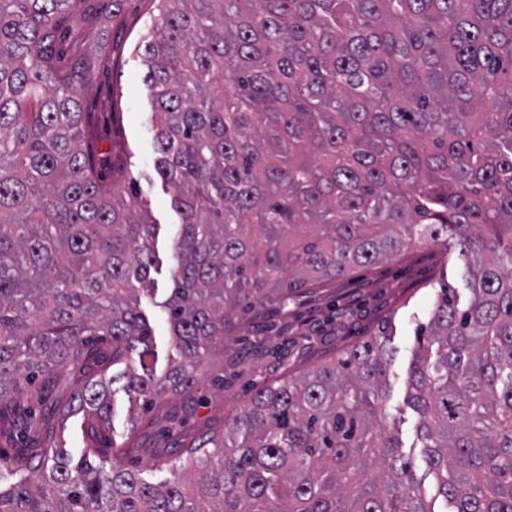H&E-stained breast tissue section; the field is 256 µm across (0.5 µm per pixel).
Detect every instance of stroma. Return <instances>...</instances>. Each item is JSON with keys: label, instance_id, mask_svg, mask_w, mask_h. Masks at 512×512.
<instances>
[{"label": "stroma", "instance_id": "1", "mask_svg": "<svg viewBox=\"0 0 512 512\" xmlns=\"http://www.w3.org/2000/svg\"><path fill=\"white\" fill-rule=\"evenodd\" d=\"M159 8L158 0H123L124 25L116 33L111 0H85L76 24L85 29L87 37L78 45L64 38L62 47L77 50L86 59L90 77L79 91L81 107L107 121L110 135L100 148L122 157L127 199L159 226L156 262L140 293V307L155 337L145 360L161 370L177 356L163 303L173 286L179 217L170 205V187L155 170L152 93L143 80L146 66L137 50ZM462 273V268L449 264L441 247L415 245L297 295L283 311L248 317L225 337L223 360L210 362L200 372L193 392L196 407L186 421L172 418L182 396L170 395L161 404L119 388L112 396L111 426L100 443L128 446L126 466L151 482H163L169 473L156 468L157 452L176 457L178 448L192 439L223 430L258 388L285 376L302 378L323 361L383 330L390 334L394 350L388 378V422L413 465L422 492L435 512H444L446 502L437 494L417 439L418 416L407 401L408 376L415 355L414 332L425 321L439 282L461 284ZM52 402L34 406L41 428L62 435L66 451L72 459H80L88 440L84 416L75 412L60 417L53 412Z\"/></svg>", "mask_w": 512, "mask_h": 512}]
</instances>
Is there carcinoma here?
<instances>
[{
	"mask_svg": "<svg viewBox=\"0 0 512 512\" xmlns=\"http://www.w3.org/2000/svg\"><path fill=\"white\" fill-rule=\"evenodd\" d=\"M84 0H0V432L61 411L109 426L117 365L148 347L155 225L105 170L84 68L54 49ZM143 42L155 169L180 216L165 302L178 359L124 388L189 393L242 315L440 242L465 267L415 332L410 406L449 512H512V0H160ZM384 333L259 388L155 484L77 464L53 435L0 512H435L387 428ZM42 376L36 388L34 375Z\"/></svg>",
	"mask_w": 512,
	"mask_h": 512,
	"instance_id": "obj_1",
	"label": "carcinoma"
}]
</instances>
